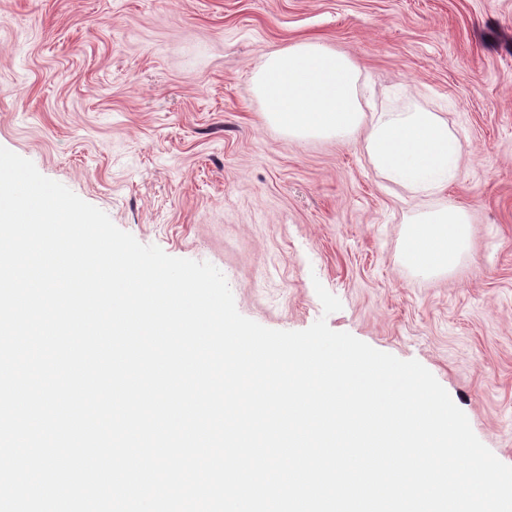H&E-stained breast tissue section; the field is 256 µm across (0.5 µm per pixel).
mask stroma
Returning <instances> with one entry per match:
<instances>
[{
	"label": "stroma",
	"instance_id": "35a3bbf8",
	"mask_svg": "<svg viewBox=\"0 0 512 512\" xmlns=\"http://www.w3.org/2000/svg\"><path fill=\"white\" fill-rule=\"evenodd\" d=\"M309 38L359 64L365 111L459 133L447 198L474 222L453 275L402 266L417 205L362 142L265 124L253 70ZM0 147L140 243L215 265L242 316L323 317L419 361L512 465V0H0Z\"/></svg>",
	"mask_w": 512,
	"mask_h": 512
}]
</instances>
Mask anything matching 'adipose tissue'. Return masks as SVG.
Listing matches in <instances>:
<instances>
[{
    "label": "adipose tissue",
    "mask_w": 512,
    "mask_h": 512,
    "mask_svg": "<svg viewBox=\"0 0 512 512\" xmlns=\"http://www.w3.org/2000/svg\"><path fill=\"white\" fill-rule=\"evenodd\" d=\"M359 73L344 52L304 41L265 54L252 83L266 123L290 139H362L384 180L434 198L407 225L400 256L416 276L452 274L469 250L471 224L468 208L446 198L461 174L458 133L435 112H364Z\"/></svg>",
    "instance_id": "1"
}]
</instances>
